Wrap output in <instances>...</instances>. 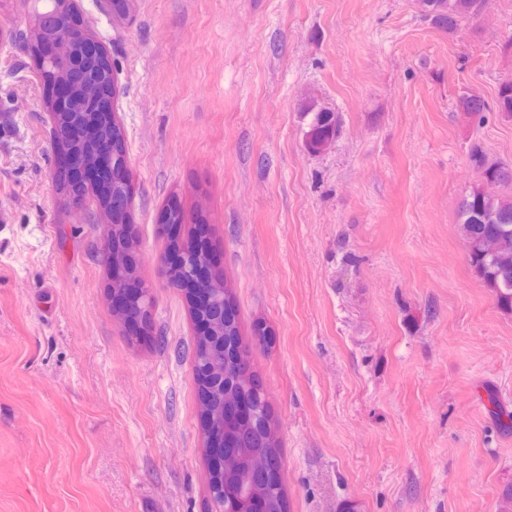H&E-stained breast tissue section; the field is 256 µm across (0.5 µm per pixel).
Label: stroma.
<instances>
[{
    "label": "stroma",
    "mask_w": 512,
    "mask_h": 512,
    "mask_svg": "<svg viewBox=\"0 0 512 512\" xmlns=\"http://www.w3.org/2000/svg\"><path fill=\"white\" fill-rule=\"evenodd\" d=\"M76 0L112 64L127 224L154 296L116 315L96 201L58 190L47 85L0 0V512H210L196 325L161 259L169 206L232 292L286 512H499L512 481V314L470 266L472 146L512 118V0L448 33L419 0ZM340 133L304 148L305 98ZM463 112L482 120L485 112L496 111L505 118H512V80L503 82L497 92L493 105L479 97L475 100L472 95H463L459 100Z\"/></svg>",
    "instance_id": "stroma-1"
}]
</instances>
